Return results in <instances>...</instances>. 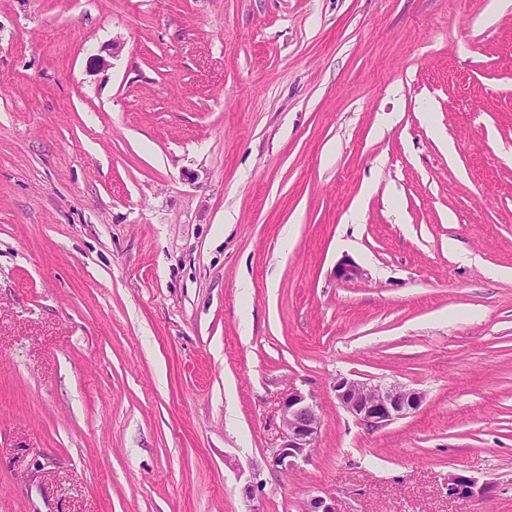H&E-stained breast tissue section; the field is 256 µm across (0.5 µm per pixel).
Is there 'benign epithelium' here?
<instances>
[{
  "instance_id": "benign-epithelium-1",
  "label": "benign epithelium",
  "mask_w": 512,
  "mask_h": 512,
  "mask_svg": "<svg viewBox=\"0 0 512 512\" xmlns=\"http://www.w3.org/2000/svg\"><path fill=\"white\" fill-rule=\"evenodd\" d=\"M364 270L350 260L336 265V278L359 279ZM338 404L363 429L376 432L413 414L423 402V393L399 383L372 384L339 376L332 383ZM281 428L268 460L269 467L286 473L298 461L309 459L319 436L323 419L311 394L294 388L280 402ZM476 482L466 476H448V496L467 498L474 494ZM303 512H341L336 500L315 496L304 504Z\"/></svg>"
}]
</instances>
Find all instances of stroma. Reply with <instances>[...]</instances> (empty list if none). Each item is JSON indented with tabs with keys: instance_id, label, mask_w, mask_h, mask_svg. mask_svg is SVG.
Masks as SVG:
<instances>
[{
	"instance_id": "obj_1",
	"label": "stroma",
	"mask_w": 512,
	"mask_h": 512,
	"mask_svg": "<svg viewBox=\"0 0 512 512\" xmlns=\"http://www.w3.org/2000/svg\"><path fill=\"white\" fill-rule=\"evenodd\" d=\"M314 496L512 512V0H0V512ZM338 404L363 429L376 432L413 414L423 393L399 383L372 384L339 376L332 383ZM281 428L268 460L269 467L288 473L298 461H307L319 436L323 419L312 394L293 388L279 406Z\"/></svg>"
}]
</instances>
